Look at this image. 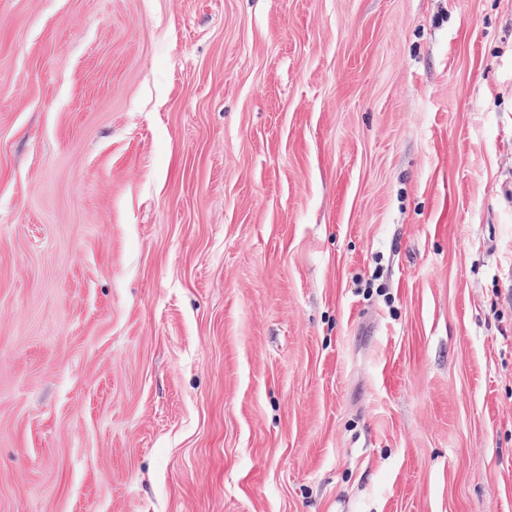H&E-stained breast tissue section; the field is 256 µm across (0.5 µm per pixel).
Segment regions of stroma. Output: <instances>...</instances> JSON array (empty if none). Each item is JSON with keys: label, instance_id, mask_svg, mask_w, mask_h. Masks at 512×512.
Returning <instances> with one entry per match:
<instances>
[{"label": "stroma", "instance_id": "obj_1", "mask_svg": "<svg viewBox=\"0 0 512 512\" xmlns=\"http://www.w3.org/2000/svg\"><path fill=\"white\" fill-rule=\"evenodd\" d=\"M0 512H512V0H0Z\"/></svg>", "mask_w": 512, "mask_h": 512}]
</instances>
